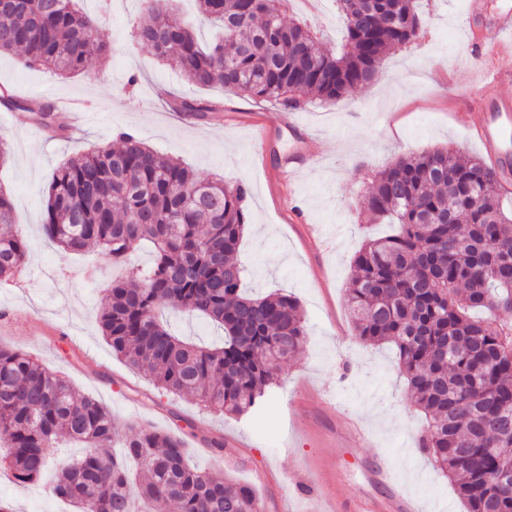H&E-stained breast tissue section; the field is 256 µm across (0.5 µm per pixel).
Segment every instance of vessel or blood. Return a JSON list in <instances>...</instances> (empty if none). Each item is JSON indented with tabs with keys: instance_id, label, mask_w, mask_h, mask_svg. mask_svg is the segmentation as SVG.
<instances>
[{
	"instance_id": "obj_1",
	"label": "vessel or blood",
	"mask_w": 512,
	"mask_h": 512,
	"mask_svg": "<svg viewBox=\"0 0 512 512\" xmlns=\"http://www.w3.org/2000/svg\"><path fill=\"white\" fill-rule=\"evenodd\" d=\"M470 42L474 49L492 46L497 50L494 77L512 72V42L503 41L504 32L512 29V6L488 14L486 0H468ZM482 101L480 112L471 124L486 156L503 174V185L512 184V97L492 91L488 86L474 88ZM416 503L400 496L357 500L336 504V512H417Z\"/></svg>"
}]
</instances>
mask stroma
<instances>
[{"mask_svg":"<svg viewBox=\"0 0 512 512\" xmlns=\"http://www.w3.org/2000/svg\"><path fill=\"white\" fill-rule=\"evenodd\" d=\"M99 15L96 41L109 46L85 71L54 76L0 55V84L28 97L91 100L93 116L53 135L31 113L0 106V136L10 147L0 186L11 194L15 220L27 230L29 286L0 291V346L31 353L65 377L77 394L112 414L119 435L149 424L183 436L194 465L251 485L265 512H319L332 501L386 496L397 486L421 512H464L455 485L430 464L418 443L424 417L403 377L390 371L388 346L355 337L345 288L352 259L374 237L391 233L366 212L372 177L400 154L443 147L462 157L484 152L462 115L475 111L471 86L487 81L484 54L470 46L467 0H421L423 32L390 54L379 77L333 102L299 107L300 129L282 123V105L199 87L182 80L153 50L132 41L139 0H77ZM138 75L129 85L130 75ZM222 103L197 121L179 118L172 97ZM136 133L197 175L244 180L249 223L239 247L245 293H286L300 303L307 340L281 370L261 409L219 415L194 396L170 395L117 357L97 316L108 301L112 265L99 250L73 254L40 229L55 170L69 157ZM266 148H258L262 133ZM316 136L317 165L285 174L288 156ZM98 272L86 278L87 269ZM218 447H211V440ZM53 472L25 487L0 473V501L14 512H70L51 492Z\"/></svg>","mask_w":512,"mask_h":512,"instance_id":"stroma-1","label":"stroma"}]
</instances>
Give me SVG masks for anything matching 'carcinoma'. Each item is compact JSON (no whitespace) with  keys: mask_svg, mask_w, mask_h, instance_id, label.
I'll return each mask as SVG.
<instances>
[{"mask_svg":"<svg viewBox=\"0 0 512 512\" xmlns=\"http://www.w3.org/2000/svg\"><path fill=\"white\" fill-rule=\"evenodd\" d=\"M224 37L200 46L193 24L170 18L169 0H149L135 39L169 59L187 81L218 84L260 101L297 106L313 96L329 102L374 81L384 59L421 34L418 0H336L345 36L321 48L305 23L285 22L288 0H197ZM101 18L74 0H23L0 17V52H20L48 72L85 70ZM0 103L54 123L53 109L0 88ZM173 109L196 118L221 111L196 99ZM497 171L446 148L399 155L375 175L367 207L394 234L369 240L355 254L347 302L358 339L391 345L396 370L425 421L420 448L455 483L466 512H512V321L479 319L473 310H512V211L505 212ZM246 185L200 177L178 159L160 156L133 132L119 145L71 158L52 177L42 232L77 253L97 245L114 264L98 324L112 351L157 388L192 393L209 408L245 416L270 396L284 364L306 342L298 300L287 294L242 295L238 258L247 225ZM13 200L0 186V282L27 260ZM153 245L148 267L134 262ZM168 307L224 330L217 347L190 342L157 312ZM82 445L61 467L54 493L74 512H257L253 489L191 466L179 437L143 424L122 447L139 470L112 454V413L39 359L0 347V470L25 486L54 462L57 440Z\"/></svg>","mask_w":512,"mask_h":512,"instance_id":"cac0c4a2","label":"carcinoma"}]
</instances>
